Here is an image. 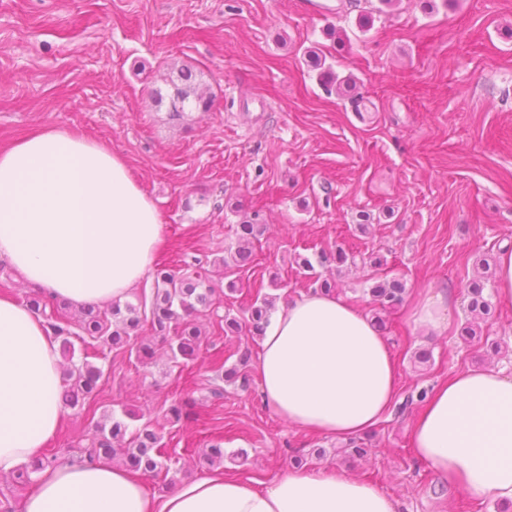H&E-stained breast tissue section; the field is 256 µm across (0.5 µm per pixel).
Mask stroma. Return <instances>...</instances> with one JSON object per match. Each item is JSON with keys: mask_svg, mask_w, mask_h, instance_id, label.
Here are the masks:
<instances>
[{"mask_svg": "<svg viewBox=\"0 0 512 512\" xmlns=\"http://www.w3.org/2000/svg\"><path fill=\"white\" fill-rule=\"evenodd\" d=\"M181 65L201 72L214 104L176 121L152 92ZM45 128L122 157L164 224L159 262L211 267L243 217L261 224L256 259L222 309L243 315L258 290L280 304L308 291L294 254L374 248L382 271L336 274L353 305L374 313L367 290L381 272L408 295L445 288L457 299L439 337L413 332L404 307L385 313L401 395L462 368L512 372V304L494 301L475 321L501 341L498 354L460 337L469 281L512 246V0H0V150ZM273 270L282 287L270 285ZM218 323L204 320L213 345L190 362L191 389L166 357L145 366L108 353L92 409L67 410L49 452L68 458L95 415L113 410L162 431L179 485L205 472L195 453L220 434L224 470L247 480L320 448L309 466L374 482L400 512H498L495 499H472L416 461L410 432L422 404L391 411L370 458L353 462L345 442L275 416L257 385L212 398L213 353L258 350ZM423 348L426 365L414 359ZM178 395L195 404L175 422L167 409Z\"/></svg>", "mask_w": 512, "mask_h": 512, "instance_id": "35a3bbf8", "label": "stroma"}]
</instances>
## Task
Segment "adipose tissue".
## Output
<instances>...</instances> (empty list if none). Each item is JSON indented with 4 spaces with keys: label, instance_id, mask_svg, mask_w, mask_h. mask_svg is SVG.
Segmentation results:
<instances>
[{
    "label": "adipose tissue",
    "instance_id": "1",
    "mask_svg": "<svg viewBox=\"0 0 512 512\" xmlns=\"http://www.w3.org/2000/svg\"><path fill=\"white\" fill-rule=\"evenodd\" d=\"M164 227L123 159L48 128L0 151V260L30 288L75 305L125 300L152 270ZM454 296L431 288L408 323L446 335ZM264 401L288 424L339 440L372 431L399 394L398 362L371 317L334 293L279 306L257 356ZM56 341L0 298V474L44 453L65 412ZM415 458L469 497L512 503V375L465 368L435 385L411 429ZM338 468H291L254 485L223 468L156 497L124 467L70 458L41 470L21 512H398Z\"/></svg>",
    "mask_w": 512,
    "mask_h": 512
}]
</instances>
